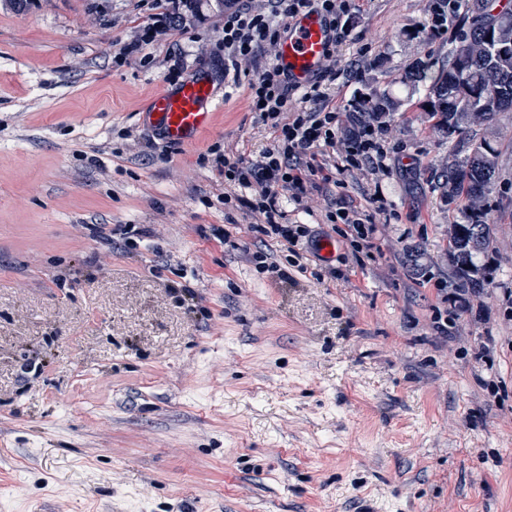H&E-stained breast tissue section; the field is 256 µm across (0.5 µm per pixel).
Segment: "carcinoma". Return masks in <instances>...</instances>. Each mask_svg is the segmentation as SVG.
Returning <instances> with one entry per match:
<instances>
[{"mask_svg": "<svg viewBox=\"0 0 512 512\" xmlns=\"http://www.w3.org/2000/svg\"><path fill=\"white\" fill-rule=\"evenodd\" d=\"M468 5L473 17L469 33L456 45L448 66L428 86L433 112L452 135L463 125L484 124L499 112L512 108V47L505 53H472L460 55L468 44L478 46L489 29H497L512 41V9L493 13L490 0ZM497 150L491 140L480 139L471 144L464 161L448 170V188L464 192L478 204L491 191L496 173ZM489 225L475 222L457 224L451 234L448 258L462 282V286L476 288L480 281L474 259L487 245Z\"/></svg>", "mask_w": 512, "mask_h": 512, "instance_id": "1", "label": "carcinoma"}]
</instances>
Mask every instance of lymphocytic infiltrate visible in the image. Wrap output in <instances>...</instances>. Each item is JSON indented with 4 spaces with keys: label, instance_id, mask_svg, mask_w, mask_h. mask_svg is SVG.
<instances>
[{
    "label": "lymphocytic infiltrate",
    "instance_id": "obj_1",
    "mask_svg": "<svg viewBox=\"0 0 512 512\" xmlns=\"http://www.w3.org/2000/svg\"><path fill=\"white\" fill-rule=\"evenodd\" d=\"M191 7L190 0H164L157 20L124 48V55L182 32L184 15ZM306 9L330 18L334 47L328 50L321 73L307 86L298 87L288 82L276 63L263 61L262 55L277 46L288 18ZM360 11V0H224V71L236 76L242 65H255L257 74L248 83L249 108L274 141L248 159L216 155L214 164L231 186L224 195L225 208L245 211L252 219V232L281 245L280 258L255 251L247 254V261L281 279L292 268L309 271L308 253L314 244L310 225L288 223L284 202L305 206L308 189L316 180L328 182L336 173L364 168L376 172L386 167L381 143L384 121L373 115L346 124L329 107V90L337 78L335 48L356 26ZM328 219L337 225L348 252L373 248L379 226L372 215L342 207L329 213Z\"/></svg>",
    "mask_w": 512,
    "mask_h": 512
}]
</instances>
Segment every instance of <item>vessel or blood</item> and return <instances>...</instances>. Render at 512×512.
Masks as SVG:
<instances>
[{"instance_id": "vessel-or-blood-1", "label": "vessel or blood", "mask_w": 512, "mask_h": 512, "mask_svg": "<svg viewBox=\"0 0 512 512\" xmlns=\"http://www.w3.org/2000/svg\"><path fill=\"white\" fill-rule=\"evenodd\" d=\"M329 39L330 29L321 14L306 10L290 18L276 57L290 83L305 85L320 72ZM217 108L213 84L201 74L176 89L163 88L154 93L143 119L165 142L189 145L211 130Z\"/></svg>"}]
</instances>
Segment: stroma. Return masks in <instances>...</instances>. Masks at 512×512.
<instances>
[{"label":"stroma","mask_w":512,"mask_h":512,"mask_svg":"<svg viewBox=\"0 0 512 512\" xmlns=\"http://www.w3.org/2000/svg\"><path fill=\"white\" fill-rule=\"evenodd\" d=\"M362 5L330 94L343 113L395 101L388 169L318 183L287 218L330 239L328 207L375 194L394 217L320 282L256 272L246 251L278 245L224 211L213 152L272 141L252 71L224 82V0L127 59L155 0H0V512H512V112L452 135L428 108L467 10L433 36L430 0ZM199 71L213 128L166 146L139 114ZM484 136L476 205L447 176ZM476 221L483 306L449 311L442 339L448 227ZM117 224L145 234L98 270L95 229Z\"/></svg>","instance_id":"stroma-1"}]
</instances>
